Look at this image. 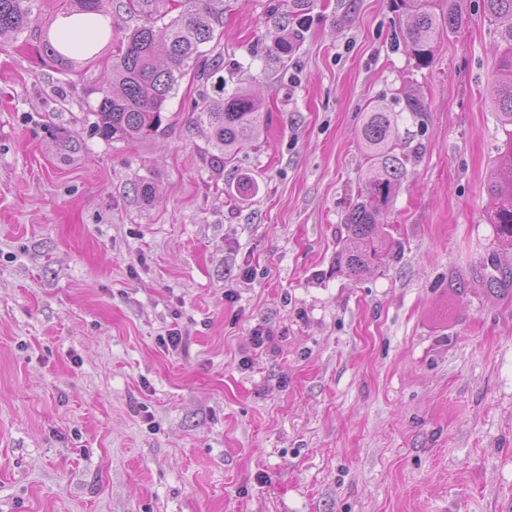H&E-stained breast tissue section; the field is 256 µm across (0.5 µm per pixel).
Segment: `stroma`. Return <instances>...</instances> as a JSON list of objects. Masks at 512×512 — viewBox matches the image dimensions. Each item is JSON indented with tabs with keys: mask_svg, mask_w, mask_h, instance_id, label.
Returning a JSON list of instances; mask_svg holds the SVG:
<instances>
[{
	"mask_svg": "<svg viewBox=\"0 0 512 512\" xmlns=\"http://www.w3.org/2000/svg\"><path fill=\"white\" fill-rule=\"evenodd\" d=\"M221 6L223 65L184 77L164 132L132 144L93 136L97 94L36 40L0 48V512H512L482 0L424 68L391 0H311L287 53L286 0ZM241 87L264 133L219 171L191 112ZM409 93L423 155L382 219L389 257L355 279L358 132ZM244 172L259 192L230 202Z\"/></svg>",
	"mask_w": 512,
	"mask_h": 512,
	"instance_id": "stroma-1",
	"label": "stroma"
}]
</instances>
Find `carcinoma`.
Returning <instances> with one entry per match:
<instances>
[{
  "label": "carcinoma",
  "instance_id": "1",
  "mask_svg": "<svg viewBox=\"0 0 512 512\" xmlns=\"http://www.w3.org/2000/svg\"><path fill=\"white\" fill-rule=\"evenodd\" d=\"M43 0H0V45L18 41L39 22ZM399 13L403 42L417 64L431 63L433 44L443 32L455 31L462 20L463 0H394ZM485 16L498 26L499 58L490 93L498 128L505 139L495 158L500 176L488 184V221L497 228L498 245L512 249V0H483ZM61 15L80 16L83 22L73 33L61 38L52 33L54 20L40 25L39 52L65 74L84 80L93 68H101V83L94 87L98 103L89 115L93 134L106 142H134L163 131L166 102L178 90L188 73L201 81L221 66L222 55L206 58L201 46L211 42L223 25V9L218 0H61ZM126 14L135 21L127 27L122 45L110 56L96 51L107 36L100 19ZM423 130L427 105L408 95L403 110L373 106L364 115L359 142L368 160L358 201L347 218L351 247L344 265L353 277L378 267L389 255V241L381 217L407 175V165L415 163L422 143L415 137L405 141L407 152H397L399 123L403 113ZM193 125L208 130L212 146L211 162L230 164L245 147L264 131L262 100L249 89L227 97L203 95L192 112ZM258 182L241 175L229 193L239 200L255 195ZM489 289L512 278V271L492 256Z\"/></svg>",
  "mask_w": 512,
  "mask_h": 512
}]
</instances>
